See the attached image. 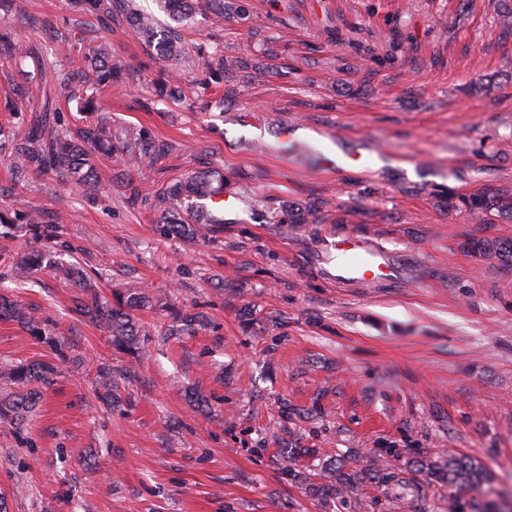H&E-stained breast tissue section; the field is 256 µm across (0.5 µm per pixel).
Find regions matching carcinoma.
I'll list each match as a JSON object with an SVG mask.
<instances>
[{
    "label": "carcinoma",
    "instance_id": "obj_1",
    "mask_svg": "<svg viewBox=\"0 0 512 512\" xmlns=\"http://www.w3.org/2000/svg\"><path fill=\"white\" fill-rule=\"evenodd\" d=\"M174 25L161 27L151 13H134L128 9L127 0H68V4L107 26L123 19L143 36L156 56L171 60H189L195 55L205 72V78L196 84L181 86L164 78L154 84L155 96L160 101L181 103L188 99L200 101L205 107L224 109V102L231 94L214 98L224 84V45L215 43L209 47H186L181 31L197 23V18L228 14L238 20L257 23L245 0H238L233 7L224 0H157ZM0 43L18 46L19 55L8 60L9 70L5 77L13 79L18 74L25 81L40 80L43 99L40 106L31 110L28 131L15 132L11 121H0V157L7 161L11 174L12 189L26 185L35 174L54 175L91 188L97 181L94 154L110 155L125 152L139 160L141 165L154 167L164 159L170 146L139 131L112 130V118L98 114L97 96L105 88L123 85L121 69L112 65L105 45L89 43L77 49L80 63L69 69L57 64V49L41 56L23 45L22 39L10 27L0 26ZM35 63L34 70L25 69L27 59ZM69 88L77 100L80 116L71 129L56 120L55 93L57 88ZM228 179L224 171L209 167L175 181L155 194V208L161 211L157 223L166 237L192 238L197 225L206 224L210 231H222L224 210L213 205V198L224 194ZM448 210H464L474 219L484 223L493 215L512 222V193H482L457 197L448 195ZM322 218L316 210L298 204L288 205L279 222L289 224H318ZM25 237L37 249L17 252L12 242ZM468 248L480 253L493 254L498 259L512 262V241L484 238L468 243ZM71 251L70 245L60 239L59 224H46L38 211L15 210L0 205V263L7 266L16 278L27 282L41 268L53 270L63 279L80 288L83 297L76 300L75 312L92 324L104 328L111 337L112 346L134 359L143 356L140 346L142 326L137 311L151 304L150 296L138 289H128L102 299L92 292L90 276L74 262L62 259V253ZM0 320L16 322L37 341L49 346L56 340L35 316L33 309L23 306L9 297L0 295ZM96 381L102 390L101 399L114 402L112 393V365L95 364ZM55 374V365L49 361L16 363L4 374L7 384L14 386L0 397V422L18 425L34 411L41 399V391L34 384H47ZM489 476L484 467L470 457L448 456L446 480L450 486L482 488Z\"/></svg>",
    "mask_w": 512,
    "mask_h": 512
}]
</instances>
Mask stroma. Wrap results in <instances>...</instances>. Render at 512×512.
Listing matches in <instances>:
<instances>
[{
  "mask_svg": "<svg viewBox=\"0 0 512 512\" xmlns=\"http://www.w3.org/2000/svg\"><path fill=\"white\" fill-rule=\"evenodd\" d=\"M266 31L227 19L184 34L224 45L225 110L161 105L140 93L160 72L202 79L193 62L152 57L125 22L87 26L67 0H19L12 26L31 47L56 31L107 43L127 91L99 96L113 126L170 143L152 183L128 157L100 158L96 188L31 177L1 202L65 211L61 238L98 293L142 288L203 313L204 328L161 335L144 309L142 361L74 311L78 291L46 273L0 293L38 308L61 348L0 321V365L54 361L58 372L22 426L0 423L6 512H470L474 496L436 470L465 454L512 512V266L471 252L512 239V223L448 212L447 193L512 190V6L505 0H248ZM275 77L246 61L266 46ZM208 166L252 174L237 223L192 240L160 236L133 192ZM294 202L317 224H276ZM385 252L393 273L336 279L337 232ZM111 364L121 400L105 408L93 362ZM317 448L360 472L353 492L298 479Z\"/></svg>",
  "mask_w": 512,
  "mask_h": 512,
  "instance_id": "obj_1",
  "label": "stroma"
}]
</instances>
